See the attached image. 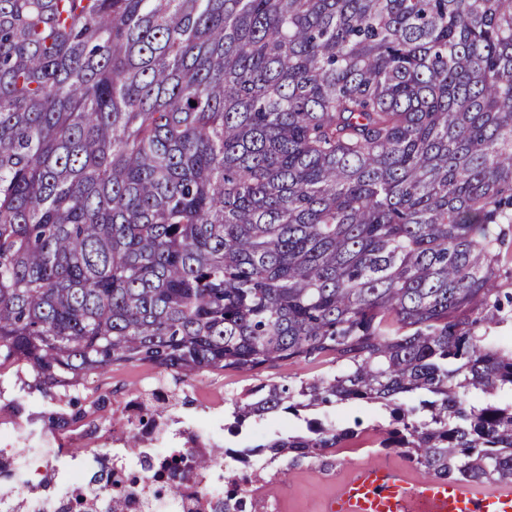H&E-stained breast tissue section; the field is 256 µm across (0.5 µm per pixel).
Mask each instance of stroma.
I'll use <instances>...</instances> for the list:
<instances>
[{
  "label": "stroma",
  "instance_id": "1",
  "mask_svg": "<svg viewBox=\"0 0 512 512\" xmlns=\"http://www.w3.org/2000/svg\"><path fill=\"white\" fill-rule=\"evenodd\" d=\"M332 364L322 359L307 363L281 362L251 375L233 371H204L180 379L173 372L149 364L114 365L103 371L92 389L76 386L56 394L44 395L35 387L31 373L9 371L0 376V428L25 433L33 447L55 446L70 448H100L111 445L112 427L122 406L145 392L149 384L162 382L178 399L175 416L188 422L213 416L223 418L232 400L259 383L295 384L305 379L331 372ZM65 408L82 411L83 419L64 436L41 433L34 417ZM320 416L325 423L357 425L358 437L337 449L338 464L324 470L318 463L303 462L289 466L278 459L266 469L265 482L259 495L277 503L279 512H322L324 501L336 481L351 475L359 463H396L400 457L370 448L369 440L386 423L384 410L376 404L356 403L323 408Z\"/></svg>",
  "mask_w": 512,
  "mask_h": 512
}]
</instances>
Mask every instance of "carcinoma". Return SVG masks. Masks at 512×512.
I'll use <instances>...</instances> for the list:
<instances>
[{
  "label": "carcinoma",
  "instance_id": "obj_1",
  "mask_svg": "<svg viewBox=\"0 0 512 512\" xmlns=\"http://www.w3.org/2000/svg\"><path fill=\"white\" fill-rule=\"evenodd\" d=\"M511 228L512 0H0V373L325 358L225 428L324 462L356 429L302 412L380 403L374 447L508 485ZM498 277V288L503 293L512 292V232L506 237L505 245L501 248V263ZM479 335L492 336L502 340L503 342L512 341V321L507 320L501 322L497 317L489 314L483 321L482 326L479 330ZM285 421H288V426L293 425L294 427L296 425V420L292 416L288 420V414H282L280 416L269 415L263 418L251 417L246 421L244 429L255 435L274 438L276 435L288 432V428L282 427Z\"/></svg>",
  "mask_w": 512,
  "mask_h": 512
}]
</instances>
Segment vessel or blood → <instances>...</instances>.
I'll use <instances>...</instances> for the list:
<instances>
[{"label": "vessel or blood", "mask_w": 512, "mask_h": 512, "mask_svg": "<svg viewBox=\"0 0 512 512\" xmlns=\"http://www.w3.org/2000/svg\"><path fill=\"white\" fill-rule=\"evenodd\" d=\"M325 512H512V488L416 478L396 464H360L337 482Z\"/></svg>", "instance_id": "b4317fda"}]
</instances>
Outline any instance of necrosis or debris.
<instances>
[{
	"mask_svg": "<svg viewBox=\"0 0 512 512\" xmlns=\"http://www.w3.org/2000/svg\"><path fill=\"white\" fill-rule=\"evenodd\" d=\"M212 440L210 425L193 431L183 429L174 433L143 430L141 445L130 448L122 429H115L108 448H87L73 454L60 448L45 454L17 448L14 434L0 431V450L7 455L14 476L0 484V512H107L115 505L117 512H224V496L229 482L242 481L253 488L262 478L265 464L260 456L242 457L233 450L218 464L219 474L212 477L197 472L194 461L208 454ZM58 459L63 465V483L53 496L41 495L38 476L45 462ZM181 460L184 473L178 495L158 494L159 486L169 480L168 465ZM142 466V478L134 483L125 481L132 465ZM106 471L116 485L104 491L101 485L88 481L92 472Z\"/></svg>",
	"mask_w": 512,
	"mask_h": 512,
	"instance_id": "4bbe7bcc",
	"label": "necrosis or debris"
}]
</instances>
